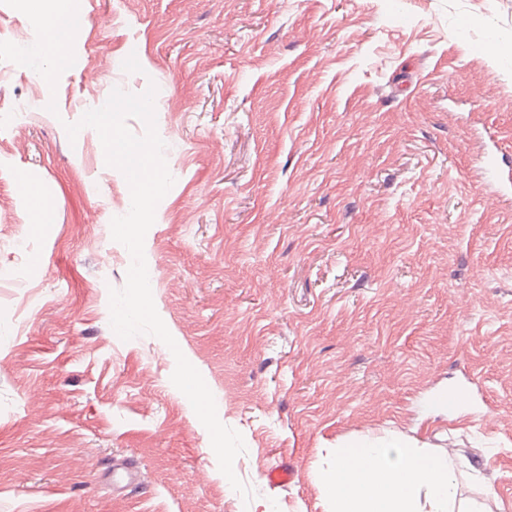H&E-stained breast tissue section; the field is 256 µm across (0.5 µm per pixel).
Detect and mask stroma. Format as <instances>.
<instances>
[{"mask_svg":"<svg viewBox=\"0 0 512 512\" xmlns=\"http://www.w3.org/2000/svg\"><path fill=\"white\" fill-rule=\"evenodd\" d=\"M79 16L56 88L0 61V512H327L326 449L395 440L512 512V191L482 162L512 152V0ZM152 82L175 179L144 242L152 296L244 438L248 502L170 349L110 326L130 190L94 129H64ZM281 461L296 477L274 487ZM126 463L137 480L115 484Z\"/></svg>","mask_w":512,"mask_h":512,"instance_id":"35a3bbf8","label":"stroma"}]
</instances>
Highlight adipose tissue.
Wrapping results in <instances>:
<instances>
[{"mask_svg": "<svg viewBox=\"0 0 512 512\" xmlns=\"http://www.w3.org/2000/svg\"><path fill=\"white\" fill-rule=\"evenodd\" d=\"M332 453L335 462L321 475L331 512H480L460 499L453 460L393 443Z\"/></svg>", "mask_w": 512, "mask_h": 512, "instance_id": "adipose-tissue-1", "label": "adipose tissue"}]
</instances>
